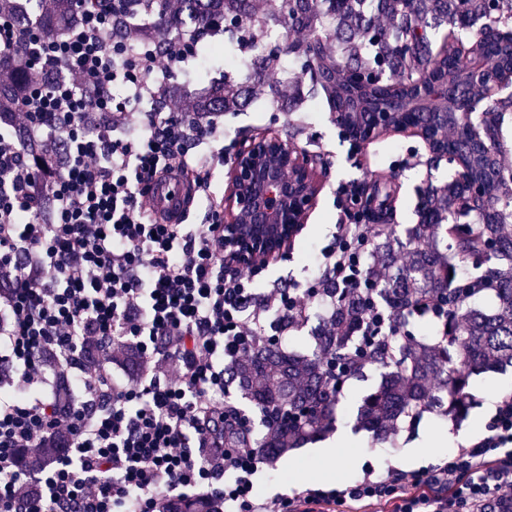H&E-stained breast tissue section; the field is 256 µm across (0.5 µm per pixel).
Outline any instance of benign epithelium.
Returning a JSON list of instances; mask_svg holds the SVG:
<instances>
[{
	"instance_id": "obj_1",
	"label": "benign epithelium",
	"mask_w": 512,
	"mask_h": 512,
	"mask_svg": "<svg viewBox=\"0 0 512 512\" xmlns=\"http://www.w3.org/2000/svg\"><path fill=\"white\" fill-rule=\"evenodd\" d=\"M392 102L372 113L374 130L387 123ZM320 183L305 151L275 134L247 137L228 171L224 192V255L236 263L264 265L283 257L307 223Z\"/></svg>"
}]
</instances>
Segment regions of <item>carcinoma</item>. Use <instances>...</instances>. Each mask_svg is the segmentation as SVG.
I'll return each instance as SVG.
<instances>
[{"label": "carcinoma", "mask_w": 512, "mask_h": 512, "mask_svg": "<svg viewBox=\"0 0 512 512\" xmlns=\"http://www.w3.org/2000/svg\"><path fill=\"white\" fill-rule=\"evenodd\" d=\"M34 17L49 35L62 32L71 14L70 0H37ZM265 20L307 33L305 40L284 41L260 52L249 78V92L264 90L270 61L281 56L299 59L311 74L313 93L323 91L333 112L356 114V130L368 126V113L381 102L418 96V91L438 87L448 95V111H464L458 94H483L496 80L512 79V40L500 39L492 30L475 33L470 46L458 47L447 35L434 47L432 30L445 24L452 30H470L486 16L512 15V0H266ZM158 27L167 36L178 34L190 17L203 33L223 19L237 26L257 17V0H180L171 13L158 3ZM336 39L338 53L327 52L326 42ZM482 55L490 66L487 79L474 89L467 86L464 58ZM15 54L0 52V116L9 112L7 90L22 83ZM237 96L217 88L200 99L198 112L227 109ZM512 108V97L491 104L483 118L481 142L462 120L444 123L434 112L414 116L415 127L433 130L429 146L435 158L468 163L471 170L433 189L419 210V222L397 242L406 255L379 284V299L397 311L411 309L433 297L448 305L446 328L431 340L415 336L389 337L376 345L369 365L380 370L376 389L359 407V423L378 438L390 435L389 425L411 417L422 407L435 406L459 424L470 411L471 379L490 370L512 368V173L499 159V113ZM474 215L472 224L455 223L456 215ZM452 240L443 252L436 230ZM494 261L484 272L462 270L471 257ZM393 248L376 247L369 254L371 267L389 269ZM486 293L496 307L487 313L471 306ZM365 306L357 294L336 305V320L345 327L339 336L320 333L314 350L300 355L276 344L257 349L226 368L227 384L235 385L251 404L262 431L249 447L274 460L331 428L341 385L330 383L332 371L322 360L329 352L339 362H350L363 337L357 335ZM166 512H220L210 499L177 500Z\"/></svg>", "instance_id": "obj_1"}]
</instances>
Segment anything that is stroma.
Returning <instances> with one entry per match:
<instances>
[{"mask_svg": "<svg viewBox=\"0 0 512 512\" xmlns=\"http://www.w3.org/2000/svg\"><path fill=\"white\" fill-rule=\"evenodd\" d=\"M203 41L208 50L203 53L198 70L179 76L172 84H160L159 97H167L172 85L192 100L223 85L224 81L246 82L252 54L239 45L237 37L219 31L204 36ZM287 70L301 76L300 91L305 95L302 103L294 105L267 95L254 96L223 117L225 144L250 135L277 134L309 153L323 186L317 206L297 237V247L290 249L287 259L272 264L263 275L259 283L263 291L302 286L322 274L320 252L338 231L341 212L337 201L342 186L354 185L361 193L373 196L372 211L381 213L384 223L402 239L407 229L418 221L425 190L447 185L457 170L456 164L447 158H431L422 139L408 133H390L359 145L336 127L325 105L308 99L312 81L302 73L300 61L290 58L285 64L274 65L269 73L270 81H281ZM379 382L380 372L373 368L364 369L349 380L337 405L335 429L287 452L276 463L260 465L253 477L257 493L270 497L321 488L318 473L321 461L316 451L333 441L341 429L349 430L356 443L336 457V485L340 488L391 469L419 470L444 463L446 455L428 451L429 439L447 438L452 452H459L485 435L497 401L512 394L511 369L476 376L471 389L470 415L462 424H452L436 411L426 409L416 422L399 420L396 431L388 439L376 441L358 425L356 416L361 400Z\"/></svg>", "mask_w": 512, "mask_h": 512, "instance_id": "1", "label": "stroma"}]
</instances>
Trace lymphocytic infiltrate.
<instances>
[{
	"label": "lymphocytic infiltrate",
	"instance_id": "1",
	"mask_svg": "<svg viewBox=\"0 0 512 512\" xmlns=\"http://www.w3.org/2000/svg\"><path fill=\"white\" fill-rule=\"evenodd\" d=\"M155 0H74L62 36L0 17V49L26 77L0 128V512H160L196 492L229 512H499L512 506V395L486 436L448 462L356 485L262 498L252 448L224 445L239 424L224 367L307 323L338 293L367 299L381 278L366 263L367 215L343 187L324 277L255 290L262 273L224 257V205L211 171L224 160L212 112L165 105L137 129L132 105L154 98L199 59V39L165 40L118 22ZM126 87L115 98L114 86ZM63 141L55 165L28 142ZM192 182L209 199L203 224H168L150 184ZM137 356L135 382L113 366ZM54 449L47 466L38 460Z\"/></svg>",
	"mask_w": 512,
	"mask_h": 512
}]
</instances>
